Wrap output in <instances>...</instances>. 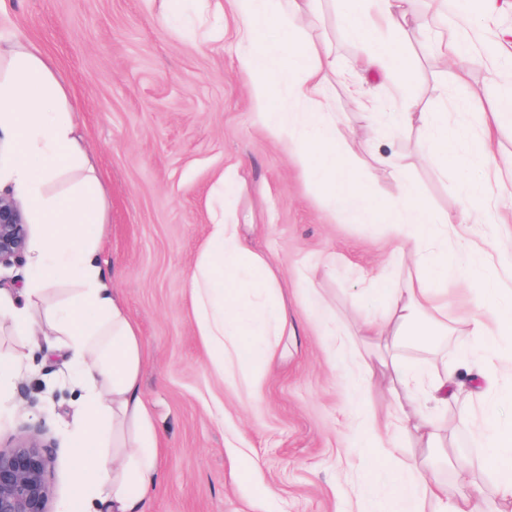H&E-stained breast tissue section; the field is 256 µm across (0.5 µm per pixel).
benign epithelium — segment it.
I'll list each match as a JSON object with an SVG mask.
<instances>
[{
  "instance_id": "7a95c632",
  "label": "benign epithelium",
  "mask_w": 512,
  "mask_h": 512,
  "mask_svg": "<svg viewBox=\"0 0 512 512\" xmlns=\"http://www.w3.org/2000/svg\"><path fill=\"white\" fill-rule=\"evenodd\" d=\"M28 224L20 206L0 195V267L21 256ZM47 445L32 436L0 448V512H51Z\"/></svg>"
}]
</instances>
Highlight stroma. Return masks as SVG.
Here are the masks:
<instances>
[{
    "label": "stroma",
    "mask_w": 512,
    "mask_h": 512,
    "mask_svg": "<svg viewBox=\"0 0 512 512\" xmlns=\"http://www.w3.org/2000/svg\"><path fill=\"white\" fill-rule=\"evenodd\" d=\"M7 6L10 21L0 26V38L38 50L74 106L84 173L97 179L102 197L103 221L86 231L99 237L102 259L117 268L115 286L144 340L142 388L165 448V484L148 512H375L374 498L356 491L358 475L378 473L389 462L372 452L350 453L359 383L346 354L332 351L308 294L316 292L337 325L350 331L380 312L363 282L344 270L378 273L389 287L403 286V271L388 264L399 243L384 216L368 221L340 208L258 121V113L281 111L284 102L251 98L250 79L237 64L242 47L232 12L211 16L223 36L191 40L168 23L170 0H7ZM334 10L333 0H320L307 27L311 49H331L339 66L363 83L376 112L391 111L394 88L358 69L366 48L336 25ZM507 31L512 7L505 0H484L470 14L474 49ZM403 51L412 62L406 96L417 112L447 106L472 125L497 103L502 87L512 86V60L493 68L475 64L460 84L433 37L408 30ZM329 87L342 132L375 150L383 121H365L339 81ZM419 135L414 127L393 143L406 158V175L434 210L459 215L457 170L420 160ZM222 172L237 183L224 211L242 224L257 253L274 257L288 319L287 335L277 339L279 355L254 397L212 373L183 283L207 237L209 199ZM486 239L499 240L502 259L512 258V185L474 236L478 243ZM328 253L342 266L333 276L321 265ZM459 341L452 331L425 349L378 341L360 352L387 353L434 376L456 363ZM0 353L17 363L10 398L0 404V445L33 435L47 444L51 509L67 512L74 490L69 430L79 415L67 353L56 336L20 335L7 318L0 319ZM489 398L499 401V420H512V376L490 375L437 408L443 449L422 448L408 435L401 452L422 459L449 492L462 479L474 481L489 512H499L494 469L479 442ZM237 455L256 459L258 469L234 470ZM265 487L272 497L261 498Z\"/></svg>",
    "instance_id": "35a3bbf8"
}]
</instances>
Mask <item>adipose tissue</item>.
Returning <instances> with one entry per match:
<instances>
[{"mask_svg": "<svg viewBox=\"0 0 512 512\" xmlns=\"http://www.w3.org/2000/svg\"><path fill=\"white\" fill-rule=\"evenodd\" d=\"M238 40L246 51L240 68L250 76L254 100L263 101L271 87H286L295 107L289 112H262L258 119L284 149L326 192H339L341 202L361 214H376L367 183L355 182L352 141L339 136V121L327 95L328 73L345 82L351 98L363 110L371 105L361 84L350 81L329 53H309L294 35L297 21L311 16L318 0H230ZM413 0H340L339 26L353 39L375 42L364 62L367 70L404 82L410 69L399 57L397 38L405 31ZM275 30L276 38L258 39L260 28ZM512 113V91L491 110L482 113L476 127L461 126L447 113L426 122L424 113L402 107L394 113L388 138L425 121L420 143L424 155L452 159L461 173L462 211L481 222L498 199L502 180L492 148L495 132ZM0 132L13 136L16 157L0 169V190L23 198L31 223L40 233L29 243V276L23 305L7 304L20 332H29L33 309L52 283L76 280L69 295L47 310L58 333L64 336L71 379L82 393L84 415L73 426V468L81 497L72 505L81 512L84 499H95L100 512H146L148 497L162 485L161 437L142 396L145 347L139 329L113 287L114 274L105 267L97 242L82 228L102 221L99 188L92 178L75 183L68 194L54 193L52 185L67 170L83 168L85 152L72 119L64 87L38 53L13 43L0 49ZM468 141V153L456 149ZM373 168L389 173L399 184L400 204L387 212L393 234L412 242L415 258L404 253L390 262L407 267V285L386 288L381 276L369 280L368 291L383 304L380 316L365 317L356 332L336 333L339 349L392 335L424 346L433 332L419 325L426 314L446 325L448 306L443 301L449 276H456L476 295L469 314L473 335L489 327L512 335V308L502 302L495 274L476 267L465 244L454 253L434 249L437 239L460 232L452 217L431 209L417 186L405 177L403 156L393 148L371 155ZM189 315L212 371L225 384L243 385L250 393L264 383V369L276 357L273 337L284 335L288 323L275 307L280 279L272 261L255 252L241 226L229 221L223 208L212 211L209 233L195 264L184 274ZM253 295L242 303V295ZM390 394L395 411L378 414L370 401L377 368L358 360L355 371L363 381L358 400L360 426L355 445L372 448L394 459L385 473L387 495L380 512H486L480 496L461 487L456 496L434 475L424 473L413 458L399 459L401 433L408 427L421 431L427 444L438 441L429 420L420 418L422 403H444L457 398L462 384L457 371L426 383L415 366L390 360ZM486 456L497 460V491L512 502V422L492 424L483 438Z\"/></svg>", "mask_w": 512, "mask_h": 512, "instance_id": "adipose-tissue-1", "label": "adipose tissue"}]
</instances>
